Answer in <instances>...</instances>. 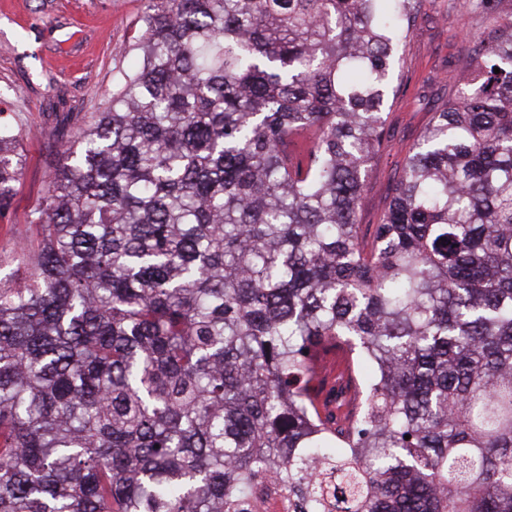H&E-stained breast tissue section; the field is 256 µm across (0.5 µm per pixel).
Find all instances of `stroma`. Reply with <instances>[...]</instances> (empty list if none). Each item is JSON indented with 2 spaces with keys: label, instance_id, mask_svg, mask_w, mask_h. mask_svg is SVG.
Returning <instances> with one entry per match:
<instances>
[{
  "label": "stroma",
  "instance_id": "1",
  "mask_svg": "<svg viewBox=\"0 0 512 512\" xmlns=\"http://www.w3.org/2000/svg\"><path fill=\"white\" fill-rule=\"evenodd\" d=\"M145 7L146 0H0V110L19 129L25 156L12 206L0 219L1 271L28 274L16 246L32 236L26 217L57 161L48 148L52 133L65 119L99 111L119 70L136 66L133 45ZM470 24L453 0H421L401 55L402 83L387 105L393 142L372 166L359 214L364 233L380 223L405 152L447 100L440 76L468 53L464 31ZM322 393L320 413L339 404L361 409L360 362H352L348 375L332 377Z\"/></svg>",
  "mask_w": 512,
  "mask_h": 512
}]
</instances>
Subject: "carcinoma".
<instances>
[{"label":"carcinoma","instance_id":"cac0c4a2","mask_svg":"<svg viewBox=\"0 0 512 512\" xmlns=\"http://www.w3.org/2000/svg\"><path fill=\"white\" fill-rule=\"evenodd\" d=\"M361 245L420 0H149L0 277V512H512V16ZM500 73H495L494 68ZM24 155L0 116V215ZM370 365L340 426L312 353ZM410 439H405V436Z\"/></svg>","mask_w":512,"mask_h":512}]
</instances>
